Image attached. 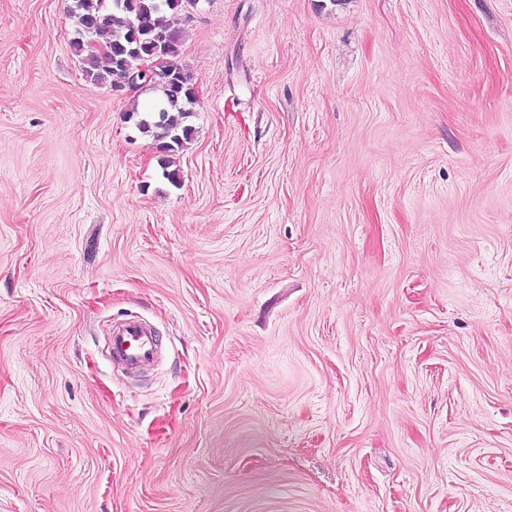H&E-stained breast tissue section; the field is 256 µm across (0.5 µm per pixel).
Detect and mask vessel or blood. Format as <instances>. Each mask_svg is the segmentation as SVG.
<instances>
[{"label":"vessel or blood","instance_id":"vessel-or-blood-1","mask_svg":"<svg viewBox=\"0 0 512 512\" xmlns=\"http://www.w3.org/2000/svg\"><path fill=\"white\" fill-rule=\"evenodd\" d=\"M110 358L118 360L133 373L152 366L159 358L162 343L158 336L138 321H126L114 327L108 338Z\"/></svg>","mask_w":512,"mask_h":512}]
</instances>
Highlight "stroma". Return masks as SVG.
<instances>
[{
	"label": "stroma",
	"mask_w": 512,
	"mask_h": 512,
	"mask_svg": "<svg viewBox=\"0 0 512 512\" xmlns=\"http://www.w3.org/2000/svg\"><path fill=\"white\" fill-rule=\"evenodd\" d=\"M70 3L0 0V512H512V0H197L177 187ZM109 356L132 373L152 366L159 358L162 343L158 336L138 321H126L114 327L108 338Z\"/></svg>",
	"instance_id": "obj_1"
}]
</instances>
